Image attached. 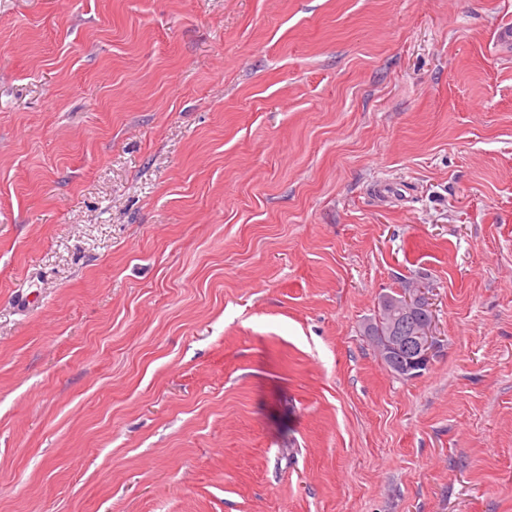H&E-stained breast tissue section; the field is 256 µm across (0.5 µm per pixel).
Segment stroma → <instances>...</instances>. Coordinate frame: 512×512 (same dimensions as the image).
<instances>
[{
  "instance_id": "1",
  "label": "stroma",
  "mask_w": 512,
  "mask_h": 512,
  "mask_svg": "<svg viewBox=\"0 0 512 512\" xmlns=\"http://www.w3.org/2000/svg\"><path fill=\"white\" fill-rule=\"evenodd\" d=\"M0 512H512V0H0ZM425 316L426 311L424 310L405 312L395 316L391 322L386 310V298L381 296L378 313L364 325L363 333L379 351V344L384 336H398L401 340L406 336H413L416 327L424 320ZM414 339L418 343V353L414 358L412 357L414 355L415 347L412 343L405 341L400 346V343L394 344L390 339H384L383 341V351L388 356V359H390L392 355L399 350L400 346L399 353H397L390 362L382 356L383 362L390 370H393L395 364H403L412 358L410 364L398 365L396 367L403 377L409 379L418 377L422 369L428 365L434 355L436 347L434 319L432 322L422 326L420 331L417 333V336H414Z\"/></svg>"
}]
</instances>
